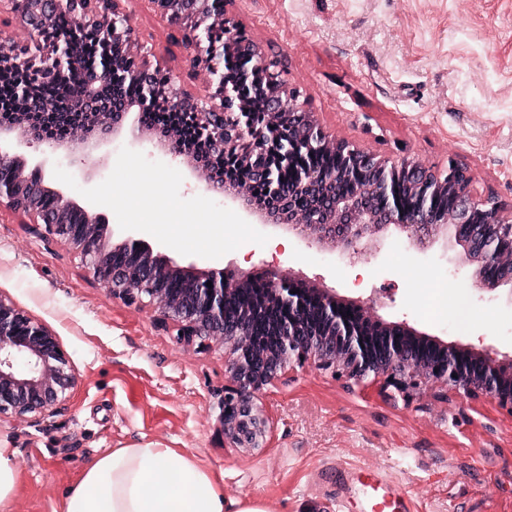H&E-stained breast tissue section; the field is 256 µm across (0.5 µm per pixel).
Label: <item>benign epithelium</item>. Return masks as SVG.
I'll return each mask as SVG.
<instances>
[{
  "instance_id": "7a95c632",
  "label": "benign epithelium",
  "mask_w": 512,
  "mask_h": 512,
  "mask_svg": "<svg viewBox=\"0 0 512 512\" xmlns=\"http://www.w3.org/2000/svg\"><path fill=\"white\" fill-rule=\"evenodd\" d=\"M10 2L18 25L30 35L45 36L49 24L58 19L67 22L68 32L52 41L50 56L38 63L20 58L0 35V75L16 67L36 71L66 87L80 71L74 38L88 31L102 36L104 52L93 73L85 75L83 98L92 97L98 86L143 89L154 75L134 65L132 16L121 7L122 0ZM150 2L158 13L186 24L188 74L204 72L214 86V92L203 97L176 87L169 76L163 86L168 104L192 115L203 140L230 156L276 153V164L258 172L270 198L282 193L281 172L285 170L292 174L298 191L317 181L333 182L340 174L353 183L352 196L336 199L319 215L296 209L269 215V222L276 224L282 219L295 228L309 229L319 242L340 249L352 259L366 255L362 242L371 227L399 228L414 246L426 244L440 227L455 240L463 228L476 287L486 293L506 287L512 303V212H503L489 198L475 196L472 176L466 169L452 161L444 171L428 169L411 158L383 161L329 138L298 102V94L288 89L279 62L265 57L256 44L243 41L224 7L214 8L209 0ZM211 33L224 36V70L215 63L214 45L206 41ZM237 60L252 61L276 80L266 92L267 132L257 128L256 116L247 105L258 87L248 81L245 70L234 67ZM15 95L29 110V121L0 123V140L21 130L11 150L0 149V204L5 202L23 212L66 243L113 298L125 304L154 306L162 322L177 327L176 336L181 341L214 342L229 351L224 360L228 384L219 394L217 406L224 436L234 444L265 447L270 421L262 403L263 390L293 363L309 362L355 384L382 378L403 395L428 384H440L464 397L485 394L512 413V353L483 344L478 348H437L430 356L415 357L411 354V345L416 343L410 337L412 331L401 323L389 325L379 318L374 300L344 303L326 288H301L294 294V277L277 266L267 270L263 283L282 311L278 353L268 361H259L245 322L229 326L224 321V305L238 296L245 273L230 277L219 270L195 275L159 258L135 239L114 246L106 239L99 214L48 187L42 166L26 172L27 162L18 148L36 145L48 156L63 148L83 150L94 138L107 141L124 130L129 107L120 112L110 105L94 107L86 113L85 125L71 128L62 138H50L36 129L35 116L52 111L53 103L34 97L24 86L17 87ZM164 145L174 160L195 152L194 147L171 134L164 138ZM195 171L207 190L251 208L246 188L217 183L203 162L196 163ZM367 171L376 173L377 179L364 177ZM369 197L383 201L381 212L366 207L364 201ZM46 198L52 203L49 209L42 204ZM75 214L83 223L70 222ZM121 251L127 253L129 266L117 269L112 265V254ZM171 275L184 280L188 297L167 294L165 283ZM313 313L331 324L328 333L305 329ZM75 384V372L56 336L0 296V418L42 417L65 401Z\"/></svg>"
}]
</instances>
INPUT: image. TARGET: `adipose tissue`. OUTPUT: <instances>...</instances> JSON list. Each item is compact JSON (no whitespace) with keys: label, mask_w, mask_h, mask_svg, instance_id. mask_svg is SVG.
Returning <instances> with one entry per match:
<instances>
[{"label":"adipose tissue","mask_w":512,"mask_h":512,"mask_svg":"<svg viewBox=\"0 0 512 512\" xmlns=\"http://www.w3.org/2000/svg\"><path fill=\"white\" fill-rule=\"evenodd\" d=\"M64 512H225L224 489L193 458L168 448H115L64 497Z\"/></svg>","instance_id":"obj_1"}]
</instances>
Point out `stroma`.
<instances>
[{"mask_svg":"<svg viewBox=\"0 0 512 512\" xmlns=\"http://www.w3.org/2000/svg\"><path fill=\"white\" fill-rule=\"evenodd\" d=\"M148 66L205 96L210 79L189 77L185 27L130 0ZM237 30L277 60L316 123L336 140L385 158L441 169L454 161L472 189L512 210V0H226ZM161 137L143 129L89 154L63 149L42 174L75 197L112 172L127 147L166 161ZM112 242L133 238L202 272L260 273L269 265L348 300L375 299L387 322L458 346L485 341L512 350V303L477 290L466 247L436 234L424 248L405 232L373 230L351 263L307 230L244 219L272 243H246L218 259L184 256L142 232L121 230L102 208ZM463 299L469 324L429 308L437 288ZM0 297L44 325L77 375L69 397L36 420H0V448L16 470L12 512H62L67 488L115 448L152 445L193 457L223 485L267 512H366L359 472L405 494L406 512H512V414L490 396L461 397L433 384L387 397L311 365H291L269 385L265 447L230 444L218 423L224 351L177 340L157 312L114 299L70 247L43 225L0 208Z\"/></svg>","mask_w":512,"mask_h":512,"instance_id":"stroma-1","label":"stroma"}]
</instances>
